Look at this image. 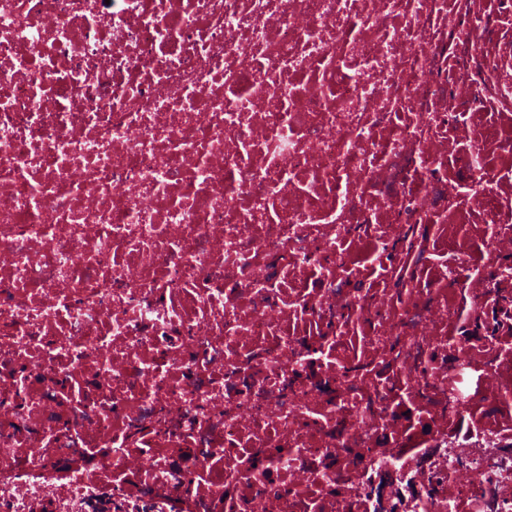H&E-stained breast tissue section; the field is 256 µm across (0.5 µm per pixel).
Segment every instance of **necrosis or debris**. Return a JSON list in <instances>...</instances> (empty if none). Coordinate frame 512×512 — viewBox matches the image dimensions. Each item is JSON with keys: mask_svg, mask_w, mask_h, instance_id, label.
<instances>
[{"mask_svg": "<svg viewBox=\"0 0 512 512\" xmlns=\"http://www.w3.org/2000/svg\"><path fill=\"white\" fill-rule=\"evenodd\" d=\"M512 0H0V512H512Z\"/></svg>", "mask_w": 512, "mask_h": 512, "instance_id": "4bbe7bcc", "label": "necrosis or debris"}]
</instances>
